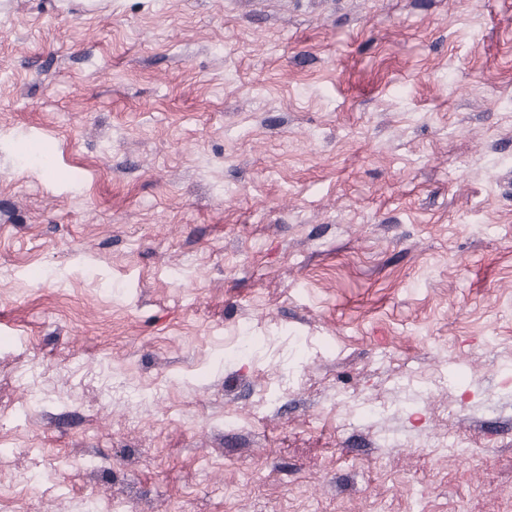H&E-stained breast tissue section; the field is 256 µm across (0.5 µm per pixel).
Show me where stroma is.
<instances>
[{
  "instance_id": "obj_1",
  "label": "stroma",
  "mask_w": 512,
  "mask_h": 512,
  "mask_svg": "<svg viewBox=\"0 0 512 512\" xmlns=\"http://www.w3.org/2000/svg\"><path fill=\"white\" fill-rule=\"evenodd\" d=\"M115 500L512 512V0H0V512Z\"/></svg>"
}]
</instances>
